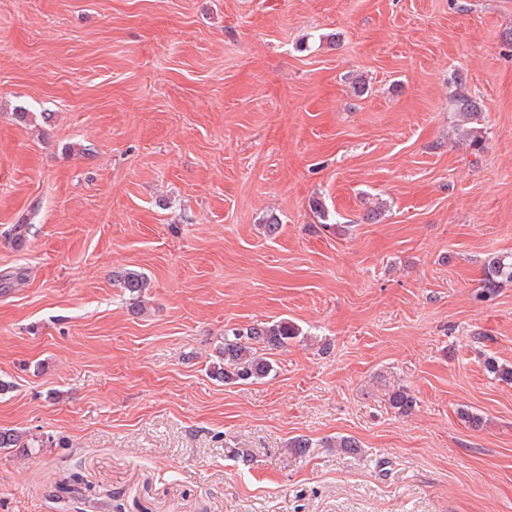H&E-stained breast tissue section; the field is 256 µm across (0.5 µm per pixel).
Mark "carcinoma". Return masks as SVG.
<instances>
[{
  "label": "carcinoma",
  "mask_w": 512,
  "mask_h": 512,
  "mask_svg": "<svg viewBox=\"0 0 512 512\" xmlns=\"http://www.w3.org/2000/svg\"><path fill=\"white\" fill-rule=\"evenodd\" d=\"M451 106L453 111L472 124L465 131L469 146L478 151L483 149L485 136L481 128L477 127L482 112L480 102L469 91L460 87L451 97ZM118 282L120 288L136 302L140 301L148 286L146 276L138 270L122 273ZM506 283H512V255H496L486 260L482 266L483 296L494 295ZM299 335V328L289 321L256 323L229 330L224 334V342L218 348V359L212 363L211 374L226 384L263 378L272 368L271 362L264 356V351L281 348ZM484 367L496 379L512 384V365L501 364L494 357L487 356ZM413 402L409 390L403 386L388 392V404L402 415L412 409ZM44 444L45 440L27 432L0 428V449L13 448L24 454L31 448H41Z\"/></svg>",
  "instance_id": "cac0c4a2"
}]
</instances>
